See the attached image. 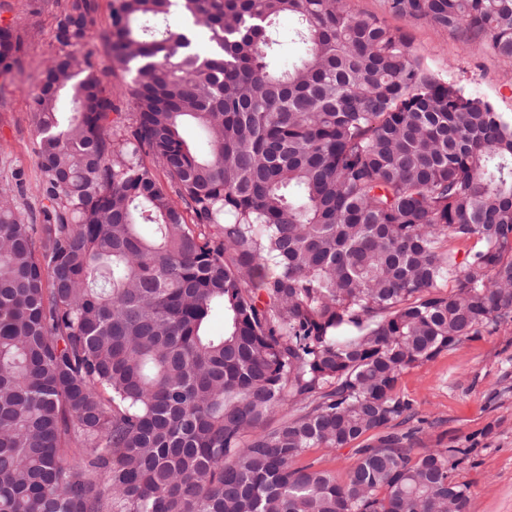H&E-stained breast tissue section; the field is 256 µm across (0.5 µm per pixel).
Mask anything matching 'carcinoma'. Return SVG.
<instances>
[{"label": "carcinoma", "instance_id": "1", "mask_svg": "<svg viewBox=\"0 0 512 512\" xmlns=\"http://www.w3.org/2000/svg\"><path fill=\"white\" fill-rule=\"evenodd\" d=\"M386 7L512 59V0ZM111 26L130 132L56 57L29 104L44 223L0 185V512H470L469 449L386 428L405 370L512 317V116L345 0H114ZM20 47L0 27V69ZM370 432L341 479L299 464Z\"/></svg>", "mask_w": 512, "mask_h": 512}]
</instances>
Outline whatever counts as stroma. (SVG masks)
Here are the masks:
<instances>
[{
	"label": "stroma",
	"instance_id": "obj_1",
	"mask_svg": "<svg viewBox=\"0 0 512 512\" xmlns=\"http://www.w3.org/2000/svg\"><path fill=\"white\" fill-rule=\"evenodd\" d=\"M95 2L93 25L82 44L70 50L55 39L64 0H0V26H13L22 42L18 63L0 74V178L19 176L16 207L21 215L39 213L45 203L29 101L51 59L70 51L89 58L112 89V103L121 115L117 132L132 124L131 76L103 40L112 0ZM348 5L405 33L425 67L441 80L485 98L497 111L512 113V59L427 22L392 15L385 0H348ZM397 391L412 405L409 426L417 430L422 446L467 449L452 477L468 487L472 512H512V320L406 370Z\"/></svg>",
	"mask_w": 512,
	"mask_h": 512
}]
</instances>
